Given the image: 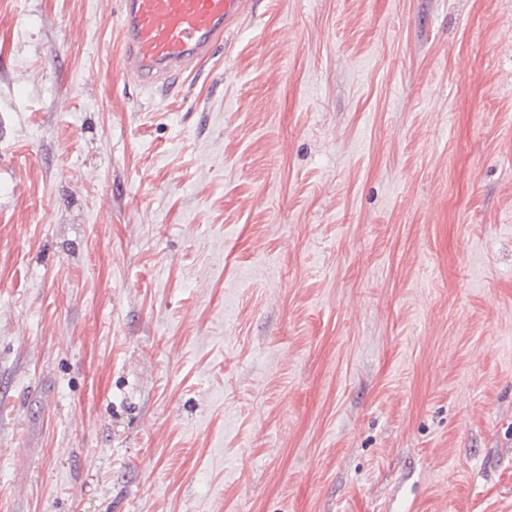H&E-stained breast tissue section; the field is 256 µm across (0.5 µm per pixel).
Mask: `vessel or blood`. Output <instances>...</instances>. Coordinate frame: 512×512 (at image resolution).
Here are the masks:
<instances>
[{"instance_id":"1","label":"vessel or blood","mask_w":512,"mask_h":512,"mask_svg":"<svg viewBox=\"0 0 512 512\" xmlns=\"http://www.w3.org/2000/svg\"><path fill=\"white\" fill-rule=\"evenodd\" d=\"M242 0H119L126 78L153 86L190 73L223 44Z\"/></svg>"}]
</instances>
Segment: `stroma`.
<instances>
[{"instance_id":"stroma-1","label":"stroma","mask_w":512,"mask_h":512,"mask_svg":"<svg viewBox=\"0 0 512 512\" xmlns=\"http://www.w3.org/2000/svg\"><path fill=\"white\" fill-rule=\"evenodd\" d=\"M117 10L0 0V512H512V0ZM241 0H119L124 76L154 86L192 73L224 43Z\"/></svg>"}]
</instances>
